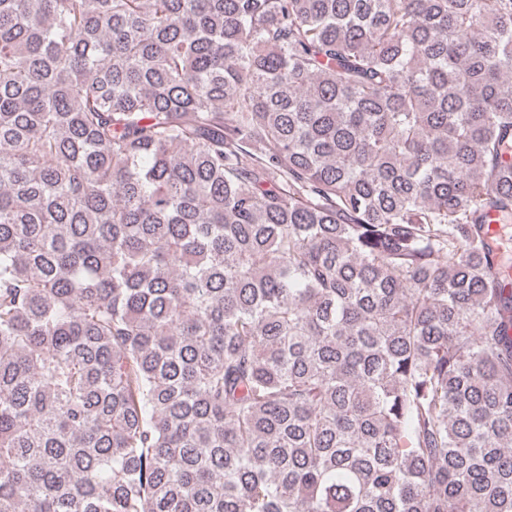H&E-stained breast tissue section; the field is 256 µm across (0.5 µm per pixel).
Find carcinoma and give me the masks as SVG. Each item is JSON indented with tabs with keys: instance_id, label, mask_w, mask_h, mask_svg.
Wrapping results in <instances>:
<instances>
[{
	"instance_id": "carcinoma-1",
	"label": "carcinoma",
	"mask_w": 512,
	"mask_h": 512,
	"mask_svg": "<svg viewBox=\"0 0 512 512\" xmlns=\"http://www.w3.org/2000/svg\"><path fill=\"white\" fill-rule=\"evenodd\" d=\"M512 0H0V512H512Z\"/></svg>"
}]
</instances>
